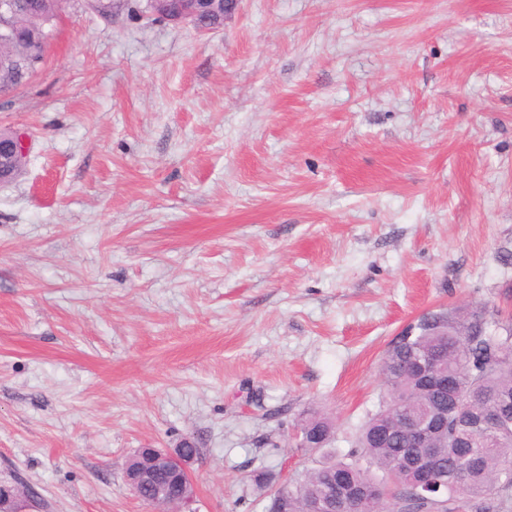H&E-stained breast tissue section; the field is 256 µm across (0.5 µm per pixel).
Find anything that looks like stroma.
<instances>
[{
  "instance_id": "1",
  "label": "stroma",
  "mask_w": 512,
  "mask_h": 512,
  "mask_svg": "<svg viewBox=\"0 0 512 512\" xmlns=\"http://www.w3.org/2000/svg\"><path fill=\"white\" fill-rule=\"evenodd\" d=\"M0 479L150 512L139 449L200 450L191 512L373 410L423 313L512 307V0H240L222 29L69 0L0 96ZM28 150L29 144L24 134L15 133L7 138L0 136V184L4 183L1 172L5 170L10 171L14 169L13 178L19 175L24 159L15 167L16 160L20 156H26ZM294 429H297L302 434L308 433L313 435L314 438H310V441L312 440L311 442H313L310 444L313 447H303L311 451H317L327 447L334 438L335 433L333 422L328 417L318 414L302 416L298 419Z\"/></svg>"
}]
</instances>
